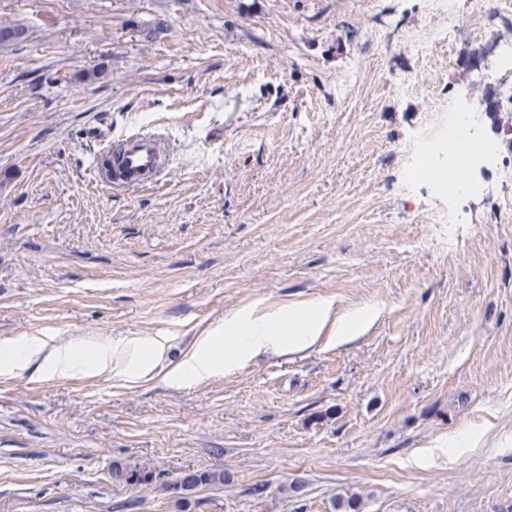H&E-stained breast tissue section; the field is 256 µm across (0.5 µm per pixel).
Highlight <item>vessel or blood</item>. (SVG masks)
Returning <instances> with one entry per match:
<instances>
[{"label":"vessel or blood","instance_id":"b4317fda","mask_svg":"<svg viewBox=\"0 0 512 512\" xmlns=\"http://www.w3.org/2000/svg\"><path fill=\"white\" fill-rule=\"evenodd\" d=\"M105 156L116 157L121 163L116 182L127 186L153 184L167 165V158L152 136L131 134L110 142Z\"/></svg>","mask_w":512,"mask_h":512}]
</instances>
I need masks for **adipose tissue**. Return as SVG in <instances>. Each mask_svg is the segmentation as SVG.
Here are the masks:
<instances>
[{"label":"adipose tissue","instance_id":"obj_1","mask_svg":"<svg viewBox=\"0 0 512 512\" xmlns=\"http://www.w3.org/2000/svg\"><path fill=\"white\" fill-rule=\"evenodd\" d=\"M370 309L333 316L332 306L318 302L272 316L230 318L198 339L193 351L173 373L180 381H190L233 369L262 352H300L317 344L328 320L336 322V342L359 334L374 318ZM77 342L33 340L21 346L0 348V367L23 368L39 361L65 375L75 366Z\"/></svg>","mask_w":512,"mask_h":512}]
</instances>
